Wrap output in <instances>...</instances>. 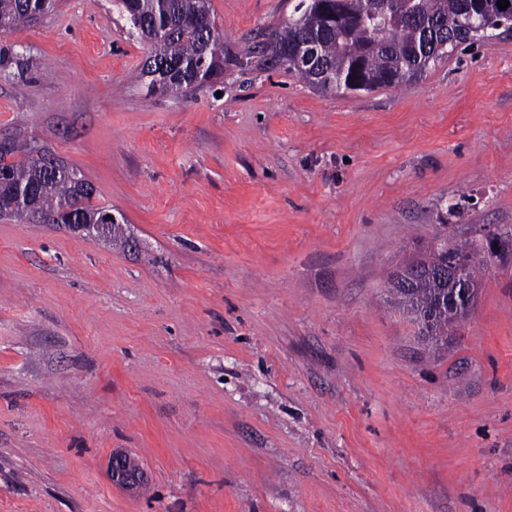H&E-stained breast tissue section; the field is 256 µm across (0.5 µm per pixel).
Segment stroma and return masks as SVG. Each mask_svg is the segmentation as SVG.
I'll return each instance as SVG.
<instances>
[{"mask_svg": "<svg viewBox=\"0 0 512 512\" xmlns=\"http://www.w3.org/2000/svg\"><path fill=\"white\" fill-rule=\"evenodd\" d=\"M291 11L211 0L233 52ZM148 51L117 0L0 37V140L134 243L0 219V512H512V33L346 94ZM442 235L486 263L437 349L388 282ZM110 477L113 484L134 488L144 483L146 473L143 469L132 468L126 455L113 454L110 462Z\"/></svg>", "mask_w": 512, "mask_h": 512, "instance_id": "obj_1", "label": "stroma"}]
</instances>
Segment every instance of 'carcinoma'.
Listing matches in <instances>:
<instances>
[{
	"instance_id": "carcinoma-1",
	"label": "carcinoma",
	"mask_w": 512,
	"mask_h": 512,
	"mask_svg": "<svg viewBox=\"0 0 512 512\" xmlns=\"http://www.w3.org/2000/svg\"><path fill=\"white\" fill-rule=\"evenodd\" d=\"M120 2L132 28L151 44L143 63L167 64L160 73L165 93L182 96L222 75L226 68L284 70L323 93L348 92L356 79L368 89L399 86L422 77L448 48L477 40L476 30L488 19L498 20V0H296L288 19L271 38L254 41L231 54L219 33H206L200 17L210 15L211 0H134ZM55 0H0V36L31 26L54 9ZM338 17H333V14ZM300 39L318 45V69L287 63L282 51ZM35 145L12 143L0 152V191L22 197L38 213L37 224H93L105 206L92 203L95 189L78 169L44 160ZM470 257L468 274L478 283L480 250L475 246L432 248L414 260L419 267L411 296H393L418 329L429 326L432 343H448V316L439 310V296L448 283L433 272L456 258Z\"/></svg>"
}]
</instances>
